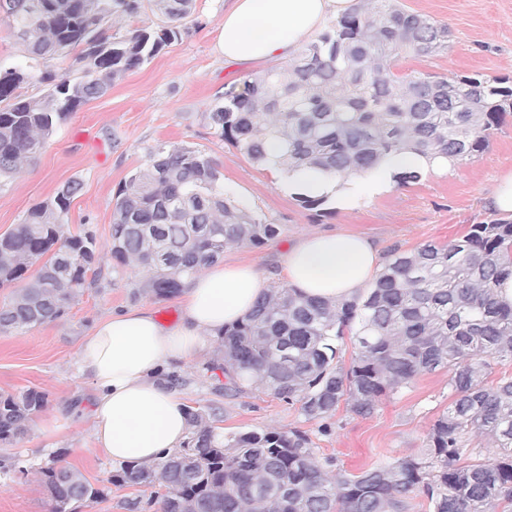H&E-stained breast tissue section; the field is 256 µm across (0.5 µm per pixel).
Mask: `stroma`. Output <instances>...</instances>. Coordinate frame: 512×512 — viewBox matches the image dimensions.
<instances>
[{"instance_id":"35a3bbf8","label":"stroma","mask_w":512,"mask_h":512,"mask_svg":"<svg viewBox=\"0 0 512 512\" xmlns=\"http://www.w3.org/2000/svg\"><path fill=\"white\" fill-rule=\"evenodd\" d=\"M406 9L447 25L449 52L404 56L407 74L448 73L512 77V0H399ZM232 0H196L182 38L151 62L114 81L101 98L79 107L47 138L36 159L13 179L0 182V234L20 224L33 205L52 198L68 182L81 184L68 213L71 230L97 239L100 255L87 273L83 292L64 314L21 335H0V394L34 388L48 396L26 433L0 444V512H50L41 472L51 464L69 466L100 491L77 504L76 512H160L152 488L113 483L118 466L95 448L90 412L95 387L79 371V347L95 322L132 306L177 324L182 299H159L141 289L146 272L121 266L109 252L114 194L120 183L146 166L159 144L191 147L215 160L224 184L279 233L256 247L226 246V264L279 270L289 248L313 232L355 233L380 255L411 250L465 235L470 225L496 218L488 202L500 176L512 172V117L491 129L481 154L447 171H429L415 183L395 185L347 209L329 202L327 210L303 208L296 190L279 174L254 166L215 137L206 116L225 91L266 71L263 63H228L220 48L224 13ZM217 350L174 372L176 390L187 406L217 409L225 433L250 429L297 430L307 435L328 472L356 474L393 456L420 454L434 420L451 402L448 373L417 377L396 395L382 399L362 418L339 407L323 420H307L297 407L260 389L232 396L216 370Z\"/></svg>"}]
</instances>
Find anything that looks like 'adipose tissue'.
<instances>
[{
  "label": "adipose tissue",
  "instance_id": "adipose-tissue-1",
  "mask_svg": "<svg viewBox=\"0 0 512 512\" xmlns=\"http://www.w3.org/2000/svg\"><path fill=\"white\" fill-rule=\"evenodd\" d=\"M355 0H234L224 14L221 47L234 62L290 58L328 16L348 12ZM412 153L364 178L340 185L313 174L296 187L310 195H342L346 207L392 188L403 169H426ZM377 250L358 234L314 233L289 251L287 286L306 297L352 299L380 268ZM270 275L249 264L215 263L187 280L180 321L167 326L148 310L130 307L98 320L79 352V367L97 389L91 410L97 449L116 464H154L180 448L189 431L187 410L163 381L168 368L197 357L224 329L241 322L270 289Z\"/></svg>",
  "mask_w": 512,
  "mask_h": 512
}]
</instances>
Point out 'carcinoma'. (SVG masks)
I'll return each mask as SVG.
<instances>
[{"label": "carcinoma", "mask_w": 512, "mask_h": 512, "mask_svg": "<svg viewBox=\"0 0 512 512\" xmlns=\"http://www.w3.org/2000/svg\"><path fill=\"white\" fill-rule=\"evenodd\" d=\"M142 2L0 0V16L26 50L25 63L0 70V179L22 173L79 106L181 38L195 11V0H148L164 25L108 33L110 21L139 13ZM449 38L447 26L397 0H358L286 64L224 92V104L207 115L210 128L256 167L290 181L308 172L348 181L405 152L453 167L482 153L488 131L512 114V78L395 71L401 56L438 55ZM67 51L84 63L80 80L39 68ZM27 82L48 90L25 97L18 89ZM79 187L67 183L0 235V288L18 285L0 303L1 334L58 318L85 288L97 242L88 231L71 233L66 219ZM278 231L234 200L206 154L161 144L116 192L110 253L148 270L143 290L167 299L226 245L255 247ZM511 277L512 220L472 224L446 245L391 250L371 288L340 304L273 286L218 339L224 392L262 389L308 420L342 403L366 418L381 397L448 371L453 401L430 426L421 454L331 478L301 432L222 436L215 409L191 407L182 448L150 467L126 464L112 482L159 487L161 512H409L420 493L428 512H512V378L488 381L490 360H512V307L496 296V285ZM346 336L356 348L347 367ZM46 404L36 389L0 394V443L24 435ZM42 476L51 512L98 496L70 467Z\"/></svg>", "instance_id": "cac0c4a2"}]
</instances>
